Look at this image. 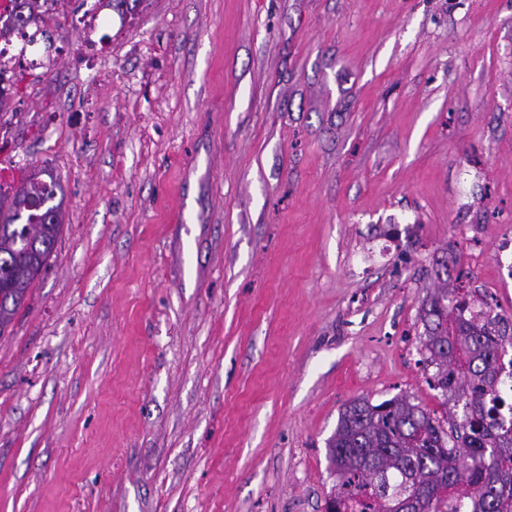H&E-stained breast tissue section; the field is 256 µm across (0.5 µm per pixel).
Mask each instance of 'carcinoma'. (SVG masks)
<instances>
[{"label": "carcinoma", "instance_id": "carcinoma-1", "mask_svg": "<svg viewBox=\"0 0 512 512\" xmlns=\"http://www.w3.org/2000/svg\"><path fill=\"white\" fill-rule=\"evenodd\" d=\"M0 39L24 29L40 0H11ZM143 0H109L124 18ZM33 172L10 194L0 195V335L22 308L28 289L48 266L63 229L59 185ZM440 288L422 305L424 369L431 389L445 401L463 403L461 419L438 417L406 397L379 404L347 403L330 443L336 484L326 512H457L455 488H470V512H512V420L494 418L484 397L494 393L512 346V320L465 317L466 302ZM458 314L448 320V304Z\"/></svg>", "mask_w": 512, "mask_h": 512}]
</instances>
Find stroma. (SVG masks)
Here are the masks:
<instances>
[{
	"label": "stroma",
	"mask_w": 512,
	"mask_h": 512,
	"mask_svg": "<svg viewBox=\"0 0 512 512\" xmlns=\"http://www.w3.org/2000/svg\"><path fill=\"white\" fill-rule=\"evenodd\" d=\"M0 186L63 230L0 336V512H325L351 400L444 413L435 289L512 237V0H67Z\"/></svg>",
	"instance_id": "stroma-1"
}]
</instances>
